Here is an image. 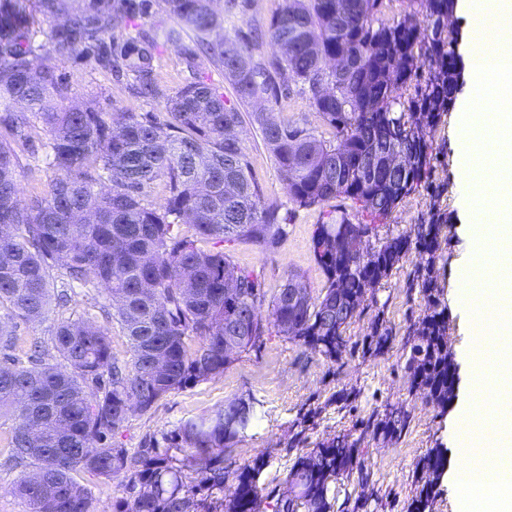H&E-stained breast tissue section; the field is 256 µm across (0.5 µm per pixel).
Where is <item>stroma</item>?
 Wrapping results in <instances>:
<instances>
[{
  "mask_svg": "<svg viewBox=\"0 0 512 512\" xmlns=\"http://www.w3.org/2000/svg\"><path fill=\"white\" fill-rule=\"evenodd\" d=\"M195 48L194 40L188 37L179 46L159 45L154 76L167 93L183 86L188 76L185 53ZM58 71L65 77L73 100H94L101 111L159 109L157 102L134 95L129 79L87 60L61 62ZM288 88L287 97L274 105L271 119L294 121L317 135L330 137V128L312 109L302 83L289 77ZM240 110L245 119L237 129V137L252 175L263 188L265 201L279 206L285 217L286 233L271 248L234 240H212L208 247L224 251L238 265L255 270L268 292L281 288L288 275L297 272L303 275L311 293L319 294L324 276L310 248L313 227L325 213L351 216L355 210L350 201L342 199L321 207L294 204L274 157L250 119L253 105H241ZM454 128L455 123L450 120L433 134L434 145L441 151L437 176L448 181L441 204L453 217L446 231L447 243L435 265V276L443 289L442 302L448 307V345L456 366L455 396L446 411L433 408L423 394L411 390L403 370L405 358L399 337L408 319L418 316L424 308L421 294L407 290L409 276L419 262L417 252L412 251L376 293L396 334L384 355L366 357L355 347L331 362L272 335L264 347L242 354L222 375L171 394L149 412H133L114 433V445L131 450L147 446L185 419L210 413L239 397H252L258 403L257 419L240 442L225 450L224 460L234 469L260 453H269L270 462L261 481L275 485L283 482L296 456L297 451L288 447L294 434H302L300 449L308 451L318 443L353 432L355 424L373 414L401 405L412 415L407 431L396 441L365 439L363 460L370 474L369 483L359 484L354 475L341 478L336 484L338 498L375 494L379 500L369 505L368 512H406L422 475L420 462L431 449H447L446 466L454 468L458 454L453 420L467 397V357L474 333L470 317L451 303L454 269L471 249L458 206L460 182L454 160ZM342 390L349 392L348 401L338 400L337 394Z\"/></svg>",
  "mask_w": 512,
  "mask_h": 512,
  "instance_id": "obj_1",
  "label": "stroma"
}]
</instances>
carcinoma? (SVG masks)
<instances>
[{"instance_id":"cac0c4a2","label":"carcinoma","mask_w":512,"mask_h":512,"mask_svg":"<svg viewBox=\"0 0 512 512\" xmlns=\"http://www.w3.org/2000/svg\"><path fill=\"white\" fill-rule=\"evenodd\" d=\"M175 25L163 33L172 45L190 31L198 49L224 70L237 99L273 102L288 91L277 77L292 73L307 84L309 102L333 130L326 139L298 123L275 122L255 111L267 150L301 207L338 198L351 201L368 221L343 215L315 225L311 249L325 283L317 298L288 304V289L304 288L291 274L261 314L264 285L208 240H243L266 246L285 233L280 210L264 201L261 186L236 136L242 112L199 77L173 96L152 80L158 43L130 33L142 7L137 0H0V414L11 413L9 462L31 469L16 486L28 512H93L81 475L104 480L122 474L113 512H359L360 500L337 503L331 486L363 470L361 442L399 439L411 413L397 407L361 423L359 436L342 435L296 455L285 481L259 480L268 465L261 454L231 469L224 450L256 419L253 399L239 398L189 419L148 448H117L112 436L133 411L224 373L235 357L261 348L275 334L330 361L347 349L346 330L382 281L411 249L425 256L411 288L424 313L402 337L404 371L430 404L448 407L454 363L448 348L443 289L431 276L442 233L452 217L441 205L448 180L435 177L439 151L433 132L445 123L462 84L459 33L448 29L454 0H409L415 9L392 21L379 15L386 0H280L267 30L235 38L220 34L223 14L237 0H160ZM50 26L36 42L33 27ZM268 38L278 55L253 61L250 44ZM80 56L140 83L160 112H102L94 101L63 108L69 87L57 63ZM329 87L330 94L322 95ZM45 132L47 189L23 202L20 158L13 143ZM406 156L402 170L389 150ZM163 181L166 203L147 198ZM428 204L407 234L379 228L414 195ZM239 295L224 296V280ZM105 288V320H117L129 356L112 352L108 329L83 317L61 316L51 345L34 350L30 365L16 354L18 322L41 320L67 303V289ZM352 307L336 320V305ZM237 337L224 349V337ZM393 328L384 311L374 316L362 354L388 349ZM160 358L164 368L152 362ZM437 449L422 464L424 483L407 512H426L431 487L444 469Z\"/></svg>"}]
</instances>
